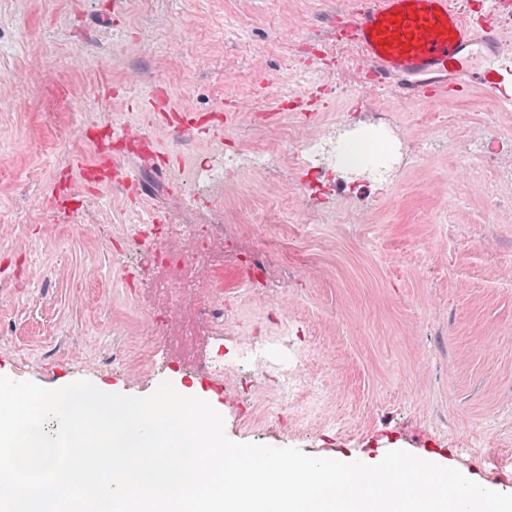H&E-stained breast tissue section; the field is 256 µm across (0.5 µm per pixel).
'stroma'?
<instances>
[{"label": "stroma", "instance_id": "obj_1", "mask_svg": "<svg viewBox=\"0 0 512 512\" xmlns=\"http://www.w3.org/2000/svg\"><path fill=\"white\" fill-rule=\"evenodd\" d=\"M355 0H0V375L55 389L87 380L128 396L160 384L199 397L236 442L311 456L374 460L405 450L512 493V148L461 170L449 143L512 134V109L481 91L463 100H400L370 85L336 18ZM330 93L316 115L279 110L297 71ZM233 106L223 138L177 142L162 112ZM391 120L411 158L388 190L337 166L329 199L302 200L288 152L214 186L240 255L266 251L287 279L278 296L250 265L213 279L235 299L237 352L288 338L324 371L325 400L264 418L280 365L241 360L222 377L190 369L185 350L153 342L135 282L119 260L142 202L171 211L196 197L199 163L225 150L308 138L337 120ZM142 131L145 200L80 172L112 127ZM433 154L414 157L417 143ZM24 212L22 224L8 223Z\"/></svg>", "mask_w": 512, "mask_h": 512}]
</instances>
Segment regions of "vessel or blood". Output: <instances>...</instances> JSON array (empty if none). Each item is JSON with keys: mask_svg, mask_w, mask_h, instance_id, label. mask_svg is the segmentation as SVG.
Listing matches in <instances>:
<instances>
[{"mask_svg": "<svg viewBox=\"0 0 512 512\" xmlns=\"http://www.w3.org/2000/svg\"><path fill=\"white\" fill-rule=\"evenodd\" d=\"M347 36L374 84L406 101L464 98L476 88L512 107L505 33L495 11L468 21L454 0H361L347 13Z\"/></svg>", "mask_w": 512, "mask_h": 512, "instance_id": "obj_1", "label": "vessel or blood"}]
</instances>
